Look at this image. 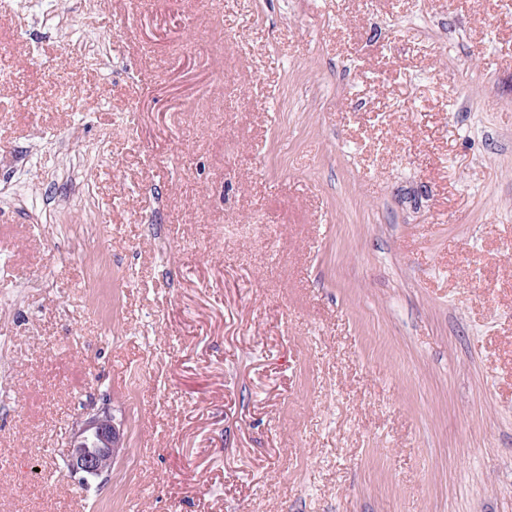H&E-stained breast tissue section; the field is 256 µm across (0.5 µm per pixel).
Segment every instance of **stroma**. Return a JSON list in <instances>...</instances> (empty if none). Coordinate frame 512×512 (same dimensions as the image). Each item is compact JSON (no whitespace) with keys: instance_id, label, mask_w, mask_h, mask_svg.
I'll list each match as a JSON object with an SVG mask.
<instances>
[{"instance_id":"obj_1","label":"stroma","mask_w":512,"mask_h":512,"mask_svg":"<svg viewBox=\"0 0 512 512\" xmlns=\"http://www.w3.org/2000/svg\"><path fill=\"white\" fill-rule=\"evenodd\" d=\"M63 10L0 14V104L54 62L0 173L136 126L88 172L97 242L0 208V512H512V6ZM123 445L121 422L102 408L81 421L68 443L65 456L69 470L82 479L106 480Z\"/></svg>"}]
</instances>
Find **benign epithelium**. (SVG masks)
<instances>
[{
	"label": "benign epithelium",
	"instance_id": "obj_1",
	"mask_svg": "<svg viewBox=\"0 0 512 512\" xmlns=\"http://www.w3.org/2000/svg\"><path fill=\"white\" fill-rule=\"evenodd\" d=\"M123 445L121 422L102 408L81 421L68 443L69 470L82 479L106 480Z\"/></svg>",
	"mask_w": 512,
	"mask_h": 512
}]
</instances>
